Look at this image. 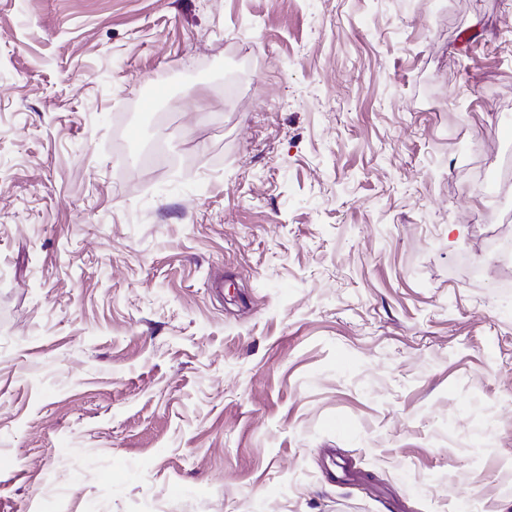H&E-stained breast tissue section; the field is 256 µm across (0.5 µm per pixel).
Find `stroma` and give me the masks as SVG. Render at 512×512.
Here are the masks:
<instances>
[{"label": "stroma", "instance_id": "obj_1", "mask_svg": "<svg viewBox=\"0 0 512 512\" xmlns=\"http://www.w3.org/2000/svg\"><path fill=\"white\" fill-rule=\"evenodd\" d=\"M507 15L0 0V512H512Z\"/></svg>", "mask_w": 512, "mask_h": 512}]
</instances>
